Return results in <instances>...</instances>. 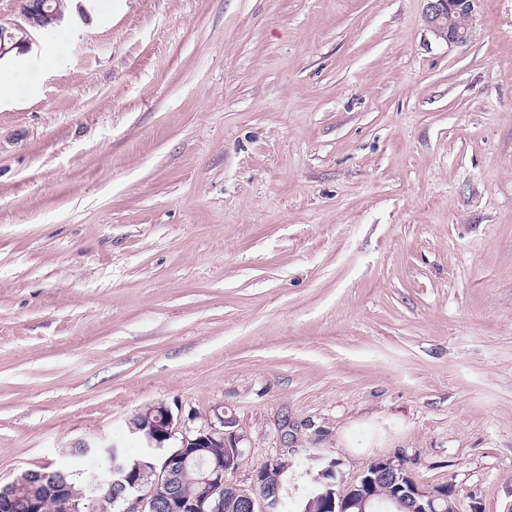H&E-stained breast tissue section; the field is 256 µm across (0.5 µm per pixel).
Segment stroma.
Listing matches in <instances>:
<instances>
[{"label":"stroma","mask_w":512,"mask_h":512,"mask_svg":"<svg viewBox=\"0 0 512 512\" xmlns=\"http://www.w3.org/2000/svg\"><path fill=\"white\" fill-rule=\"evenodd\" d=\"M0 68V484L162 403L249 483L512 505V0H82ZM424 18L430 32L446 44L466 43L472 35V23L479 0H424ZM464 15L465 27L457 26L454 17ZM329 469L330 468L327 467L319 474L318 478L315 479V486L312 489L313 494L318 493L316 498L312 500V503L321 502L326 506L325 509L331 510L323 512H335V510H337L336 500L339 505V511L336 512H376L374 509L377 506L372 503V497L369 494L376 500H379V512H385L387 510L385 505L394 491V484L391 483L390 480L396 483L400 479H403L401 475L403 474L408 480L412 481L405 471L400 470L401 474L398 472L397 466L392 459L380 458L366 470L359 483L352 485L345 493H337L336 489L333 488L335 486L333 482L323 480L324 474ZM372 474L375 475L376 478L383 477L387 479H378L373 484H370L376 479ZM369 484L370 486L366 490L369 494H367L363 489Z\"/></svg>","instance_id":"35a3bbf8"}]
</instances>
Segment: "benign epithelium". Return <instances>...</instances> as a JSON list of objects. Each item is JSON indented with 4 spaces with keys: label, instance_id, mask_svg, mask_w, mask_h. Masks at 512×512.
Here are the masks:
<instances>
[{
    "label": "benign epithelium",
    "instance_id": "obj_1",
    "mask_svg": "<svg viewBox=\"0 0 512 512\" xmlns=\"http://www.w3.org/2000/svg\"><path fill=\"white\" fill-rule=\"evenodd\" d=\"M21 21L8 25L0 24V55L5 44L19 48L28 46L33 35L51 31L50 24L63 18L61 4L51 8L47 0H20ZM424 18L436 39L447 44H462L472 35V23L479 0H425ZM231 421L224 414H215V420L199 428L191 429L174 418L171 410L162 403L150 405L138 412L129 422L130 431L139 435L147 445L148 453L141 459L129 460L112 444L81 441L78 447L104 459L106 468L92 474V478L112 487V501H121V512H224V499L229 498L240 507V512H280L282 497L276 490L262 488L266 484L265 474L276 470H288V442H283L284 451L279 457L256 467L252 481L248 484H232L225 474L233 469L235 457L243 453L244 437L226 430ZM175 445L168 447L166 443ZM208 448H223L227 457L204 459L201 452ZM195 460L204 465V477L200 490L194 496H183L178 492L180 476L186 464ZM148 471L154 479L151 489L141 491V475ZM47 481L49 501L53 509L74 512L67 492L68 485L59 481L51 470L40 473ZM387 478L393 482L402 479L397 466L390 458H380L363 474L359 483L346 492L338 493L334 483L326 482L323 476L315 479L314 502L322 503L334 512H375L376 504L364 492L374 478ZM443 486L422 489L418 484L410 485L407 493L391 499L392 512H438V501L446 500Z\"/></svg>",
    "mask_w": 512,
    "mask_h": 512
}]
</instances>
